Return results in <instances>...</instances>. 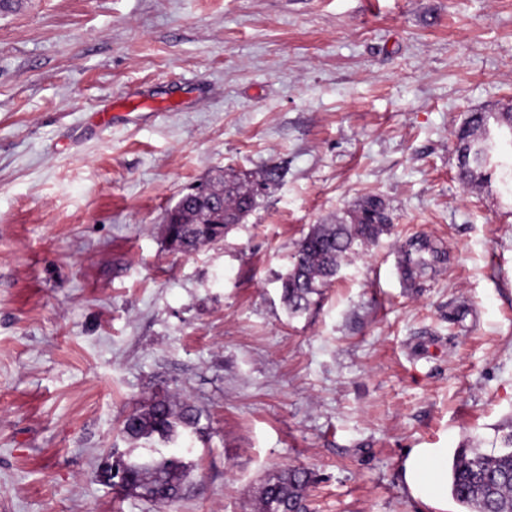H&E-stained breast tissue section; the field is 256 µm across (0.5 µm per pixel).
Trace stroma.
I'll list each match as a JSON object with an SVG mask.
<instances>
[{
	"label": "stroma",
	"mask_w": 512,
	"mask_h": 512,
	"mask_svg": "<svg viewBox=\"0 0 512 512\" xmlns=\"http://www.w3.org/2000/svg\"><path fill=\"white\" fill-rule=\"evenodd\" d=\"M154 109L124 115L129 92ZM512 104V0H22L0 11V512H258L303 468L311 512H459L407 450L512 423V188L465 186L455 134ZM281 172L223 240L167 209ZM381 197L390 234L289 315L316 224ZM449 261L410 288L399 245ZM158 394L202 412L173 502L94 478Z\"/></svg>",
	"instance_id": "35a3bbf8"
}]
</instances>
